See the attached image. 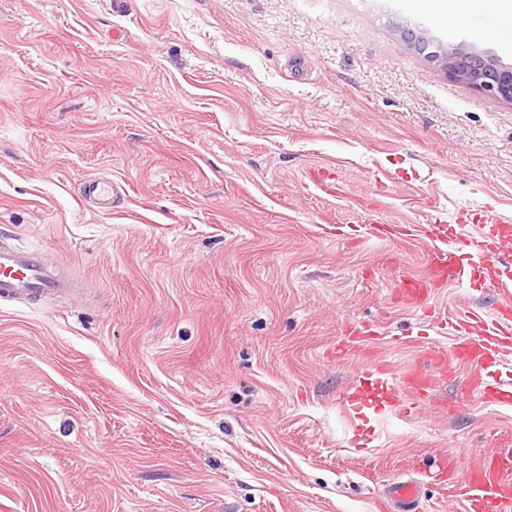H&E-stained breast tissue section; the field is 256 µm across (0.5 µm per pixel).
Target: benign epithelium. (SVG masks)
Wrapping results in <instances>:
<instances>
[{"label":"benign epithelium","mask_w":512,"mask_h":512,"mask_svg":"<svg viewBox=\"0 0 512 512\" xmlns=\"http://www.w3.org/2000/svg\"><path fill=\"white\" fill-rule=\"evenodd\" d=\"M400 32L417 48L424 44L435 46L429 55L451 79L466 83L495 101L512 103V64H504L466 42L436 44L420 30L407 26Z\"/></svg>","instance_id":"obj_1"}]
</instances>
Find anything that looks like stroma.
Wrapping results in <instances>:
<instances>
[{
    "instance_id": "obj_1",
    "label": "stroma",
    "mask_w": 512,
    "mask_h": 512,
    "mask_svg": "<svg viewBox=\"0 0 512 512\" xmlns=\"http://www.w3.org/2000/svg\"><path fill=\"white\" fill-rule=\"evenodd\" d=\"M397 18L512 63L412 0H0V238L84 288L0 303V512H386L404 461L512 448L471 364L392 400L394 338L498 306L403 301L425 227L512 225V103ZM122 188L116 182L104 179H96L87 182L83 188L84 197L93 203L98 209L110 211L114 198L121 196Z\"/></svg>"
}]
</instances>
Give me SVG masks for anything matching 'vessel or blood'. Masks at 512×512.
<instances>
[{
	"label": "vessel or blood",
	"mask_w": 512,
	"mask_h": 512,
	"mask_svg": "<svg viewBox=\"0 0 512 512\" xmlns=\"http://www.w3.org/2000/svg\"><path fill=\"white\" fill-rule=\"evenodd\" d=\"M121 191L118 183L96 179L85 184L83 195L98 209L108 211ZM510 251L512 228L487 214L475 226L447 227L440 246L429 254L434 277L476 283L503 297L491 316L457 307L448 321L452 347L426 346L429 358L443 366L475 360V382L470 390L487 402L512 403V388L493 374L503 361L506 339L512 337V301L507 298L512 291V268L502 265L500 259ZM72 289L70 279L47 262L42 248L0 245V301L43 305L69 296ZM426 390L425 373L417 369L401 375L394 398L408 411L419 406ZM427 479L447 483L448 494L459 500L462 512H512V448L492 451L479 469L443 459L424 479L388 484L384 494L393 512H420L421 488Z\"/></svg>",
	"instance_id": "vessel-or-blood-1"
}]
</instances>
